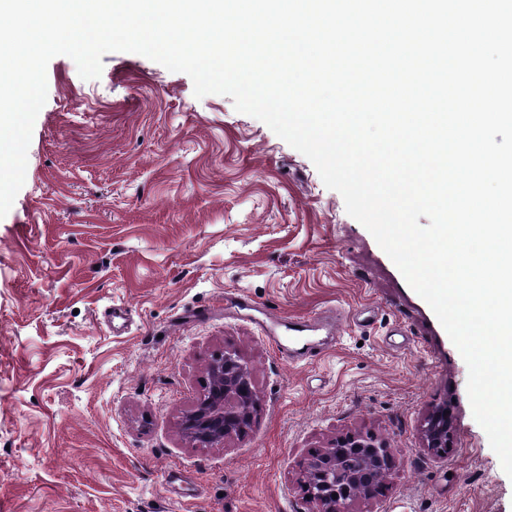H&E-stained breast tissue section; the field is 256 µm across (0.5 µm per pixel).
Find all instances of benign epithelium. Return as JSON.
Wrapping results in <instances>:
<instances>
[{
    "instance_id": "benign-epithelium-1",
    "label": "benign epithelium",
    "mask_w": 512,
    "mask_h": 512,
    "mask_svg": "<svg viewBox=\"0 0 512 512\" xmlns=\"http://www.w3.org/2000/svg\"><path fill=\"white\" fill-rule=\"evenodd\" d=\"M207 375L195 408L184 417L182 430L192 442L212 447L247 433L256 395L250 371L234 350H226L212 360ZM450 429L446 410L434 411L424 430L427 448L448 447ZM395 467L384 440L362 432L337 437L330 447L307 459L302 491L313 505L310 512H349L351 502L374 499L377 484L384 483Z\"/></svg>"
}]
</instances>
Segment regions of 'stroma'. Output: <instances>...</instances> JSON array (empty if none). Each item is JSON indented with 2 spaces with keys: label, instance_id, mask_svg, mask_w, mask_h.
<instances>
[{
  "label": "stroma",
  "instance_id": "1",
  "mask_svg": "<svg viewBox=\"0 0 512 512\" xmlns=\"http://www.w3.org/2000/svg\"><path fill=\"white\" fill-rule=\"evenodd\" d=\"M102 62L94 80L49 62L0 219V512H309V453L354 431L397 467L351 512H512L459 350L313 163L187 74ZM237 290L253 309H225ZM299 318L316 357L283 327ZM227 350L251 370L252 426L198 447L180 423ZM446 411L447 410L444 409L436 410L428 418L424 436L427 448L430 450H439L448 447V436L451 426Z\"/></svg>",
  "mask_w": 512,
  "mask_h": 512
}]
</instances>
